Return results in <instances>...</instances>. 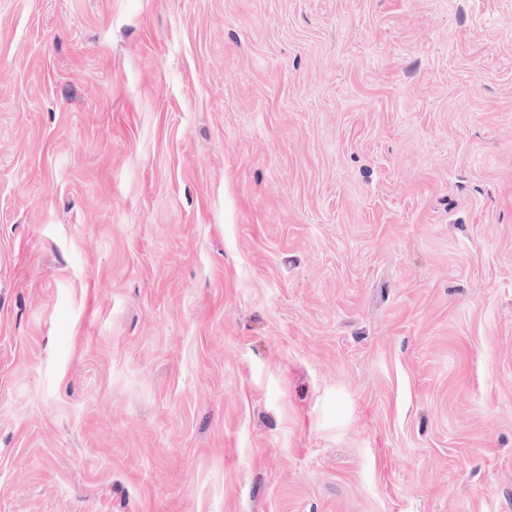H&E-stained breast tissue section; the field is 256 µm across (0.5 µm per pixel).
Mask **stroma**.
Wrapping results in <instances>:
<instances>
[{
  "label": "stroma",
  "instance_id": "stroma-1",
  "mask_svg": "<svg viewBox=\"0 0 512 512\" xmlns=\"http://www.w3.org/2000/svg\"><path fill=\"white\" fill-rule=\"evenodd\" d=\"M0 512H512V0H0Z\"/></svg>",
  "mask_w": 512,
  "mask_h": 512
}]
</instances>
